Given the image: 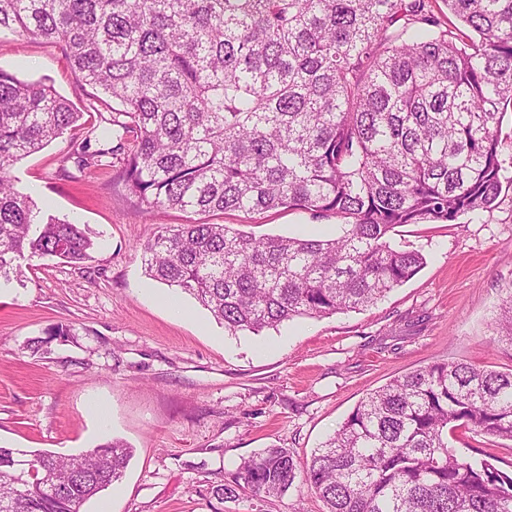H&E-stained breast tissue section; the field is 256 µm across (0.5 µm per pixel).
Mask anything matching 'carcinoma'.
Here are the masks:
<instances>
[{
    "mask_svg": "<svg viewBox=\"0 0 512 512\" xmlns=\"http://www.w3.org/2000/svg\"><path fill=\"white\" fill-rule=\"evenodd\" d=\"M444 2L459 24L432 20L429 0H0V33L63 45L81 83L123 107L124 182L146 209L342 220L328 240L196 223L141 245L145 275L258 334L375 304L425 264L392 229L490 211L512 187V0ZM81 118L0 70V284L35 260L92 259L85 226L41 214L9 176ZM89 142L72 146L80 172L122 150ZM497 330L512 345V294ZM457 428L512 441V372L452 362L395 378L305 470L267 448L216 494L275 497L300 479L326 512H512V476L459 456ZM130 458L114 438L76 458L0 447V512H79Z\"/></svg>",
    "mask_w": 512,
    "mask_h": 512,
    "instance_id": "cac0c4a2",
    "label": "carcinoma"
}]
</instances>
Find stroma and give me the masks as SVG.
I'll return each instance as SVG.
<instances>
[{"label":"stroma","instance_id":"1","mask_svg":"<svg viewBox=\"0 0 512 512\" xmlns=\"http://www.w3.org/2000/svg\"><path fill=\"white\" fill-rule=\"evenodd\" d=\"M0 70L51 86L93 130L92 149L110 147L97 128L116 104L91 109L99 92L81 85L61 46L0 33ZM71 151L66 133L10 171L44 211L88 225L100 248L85 265L43 260L25 286L0 287V445L69 456L127 442L123 478L81 512H323L301 481L266 499L243 489L224 499L215 488L272 446L305 465L366 393L404 373L446 361L512 370V346L496 340L512 295V189L489 212L396 227L393 243L426 263L375 305L234 335L186 294V317L172 316L169 290L144 276L136 244L189 223L332 238L336 216L148 212L127 191L121 163L79 172ZM56 326L64 336L47 339ZM448 442L512 472L510 441L460 429Z\"/></svg>","mask_w":512,"mask_h":512}]
</instances>
